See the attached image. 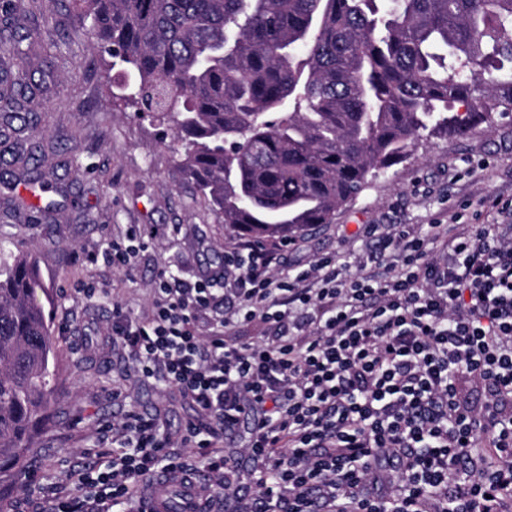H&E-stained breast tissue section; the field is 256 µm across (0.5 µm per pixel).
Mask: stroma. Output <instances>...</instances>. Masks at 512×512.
Instances as JSON below:
<instances>
[{
    "mask_svg": "<svg viewBox=\"0 0 512 512\" xmlns=\"http://www.w3.org/2000/svg\"><path fill=\"white\" fill-rule=\"evenodd\" d=\"M12 26L56 43L50 57L0 53V70H32L38 86L36 128L0 130V151L58 152L44 168L40 211L8 190L0 172V237L14 254L36 260L51 315L59 397L33 433L24 466L0 473V512H18L24 484L42 490L84 463L106 426L129 412L156 415L171 435L197 421L175 389L131 375L126 353L112 342V304L143 316L161 271L186 278L217 273L236 241L175 163V143L156 122L116 108L122 77L101 60L89 26L67 0H38ZM512 199V119L477 126L468 136L433 135L412 157L372 179L332 223L297 234L288 265L306 268L332 256L351 267L366 264L375 243L367 224H483L498 217L497 200ZM136 228L145 248L133 273L105 261L113 242ZM120 398H113V388Z\"/></svg>",
    "mask_w": 512,
    "mask_h": 512,
    "instance_id": "35a3bbf8",
    "label": "stroma"
}]
</instances>
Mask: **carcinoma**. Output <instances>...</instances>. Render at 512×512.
I'll list each match as a JSON object with an SVG mask.
<instances>
[{"mask_svg":"<svg viewBox=\"0 0 512 512\" xmlns=\"http://www.w3.org/2000/svg\"><path fill=\"white\" fill-rule=\"evenodd\" d=\"M112 66V95L173 134L177 167L224 224L257 240L329 224L423 132L463 138L512 116V0H71ZM7 50L54 44L11 34ZM0 116L29 125L15 87ZM17 182L41 183L16 154ZM31 259L0 242V463L20 466L56 396Z\"/></svg>","mask_w":512,"mask_h":512,"instance_id":"1","label":"carcinoma"}]
</instances>
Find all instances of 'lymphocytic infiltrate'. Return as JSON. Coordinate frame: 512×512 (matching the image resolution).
I'll return each mask as SVG.
<instances>
[{"instance_id":"obj_1","label":"lymphocytic infiltrate","mask_w":512,"mask_h":512,"mask_svg":"<svg viewBox=\"0 0 512 512\" xmlns=\"http://www.w3.org/2000/svg\"><path fill=\"white\" fill-rule=\"evenodd\" d=\"M364 232L376 268L357 276L332 257L278 274L282 245L236 244L223 288L163 273L146 317L114 304L137 378L177 388L201 421L175 443L127 414L38 512H132L143 481L178 470L227 512H512V238ZM255 321L268 332L239 342ZM246 420L238 458L224 439Z\"/></svg>"}]
</instances>
